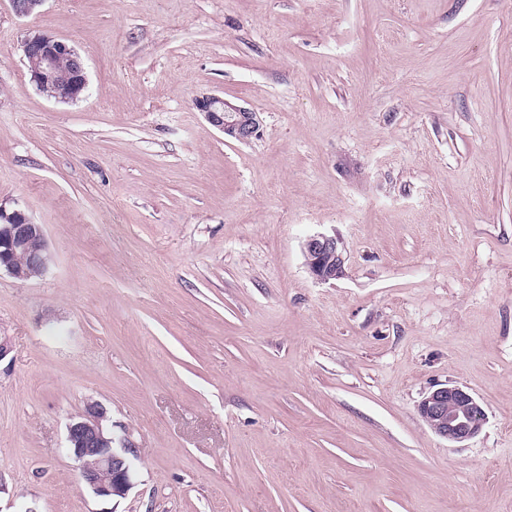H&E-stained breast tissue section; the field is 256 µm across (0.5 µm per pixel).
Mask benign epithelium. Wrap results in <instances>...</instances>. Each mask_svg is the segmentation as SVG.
Instances as JSON below:
<instances>
[{"mask_svg":"<svg viewBox=\"0 0 512 512\" xmlns=\"http://www.w3.org/2000/svg\"><path fill=\"white\" fill-rule=\"evenodd\" d=\"M45 0H10L21 17L35 14ZM31 81L40 92L63 86L59 102H74L87 88L83 58L66 41L53 35L28 34L20 45ZM195 108L226 138L247 143L258 134V113L216 95L194 99ZM310 275L321 283L345 275L344 245L340 238L326 234L308 237L302 245ZM22 255L32 267L47 266L48 244L43 228L31 221L22 209L7 211L0 206V269L14 278L23 274L14 263ZM422 421L436 435L451 443L474 438L486 421L482 403L469 391L445 384L430 391L419 404ZM116 438L108 424L106 410L97 402L87 405L84 414L67 427V449L78 463L79 483L101 499L125 497L133 486V460L128 448H114Z\"/></svg>","mask_w":512,"mask_h":512,"instance_id":"1","label":"benign epithelium"}]
</instances>
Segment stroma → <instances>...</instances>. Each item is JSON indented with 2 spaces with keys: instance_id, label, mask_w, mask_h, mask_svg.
I'll list each match as a JSON object with an SVG mask.
<instances>
[{
  "instance_id": "stroma-1",
  "label": "stroma",
  "mask_w": 512,
  "mask_h": 512,
  "mask_svg": "<svg viewBox=\"0 0 512 512\" xmlns=\"http://www.w3.org/2000/svg\"><path fill=\"white\" fill-rule=\"evenodd\" d=\"M32 32L80 100L36 90ZM0 205L50 256L0 270V512H512V0H0ZM448 383L487 414L463 443L418 413ZM93 401L122 498L66 451ZM31 81L41 93L54 85H62V94H54L59 102H74L87 88L83 58L66 41L56 36L29 33L20 45ZM65 62L66 67H60ZM194 106L207 121L217 128L224 138L248 143L258 134V112L232 103L216 95H203L194 99ZM302 250L307 269L316 281L329 283L345 275V249L340 238L313 235L304 241ZM106 410L97 402L67 427V449L78 463L80 486L101 499L125 497L133 486V460L129 449L116 438Z\"/></svg>"
}]
</instances>
